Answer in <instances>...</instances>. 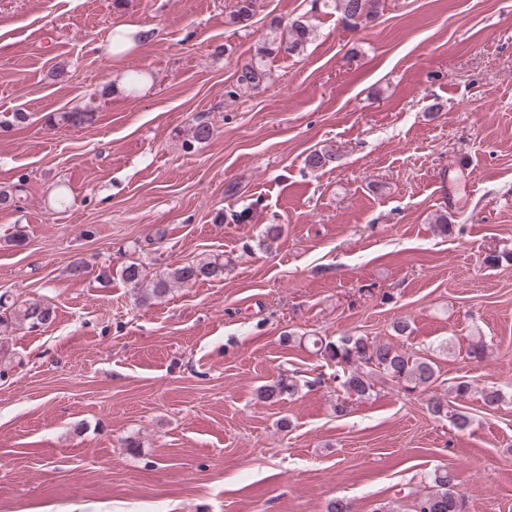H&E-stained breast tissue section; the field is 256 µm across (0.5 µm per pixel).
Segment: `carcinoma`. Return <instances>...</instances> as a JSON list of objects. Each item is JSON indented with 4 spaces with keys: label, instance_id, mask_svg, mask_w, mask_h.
Instances as JSON below:
<instances>
[{
    "label": "carcinoma",
    "instance_id": "cac0c4a2",
    "mask_svg": "<svg viewBox=\"0 0 512 512\" xmlns=\"http://www.w3.org/2000/svg\"><path fill=\"white\" fill-rule=\"evenodd\" d=\"M256 0H236L229 13L232 24L247 26L251 20ZM383 0H311V10L321 8L340 15L344 24L358 28L374 22L380 14ZM273 35L268 37L256 50L254 59L240 65L236 71L235 84L226 92L234 98L242 91L258 88L271 79L266 68L265 58L283 53L298 56L315 37V28L306 15L298 16L283 24L276 21L272 25ZM95 115L89 111L62 112L53 117L55 123L80 127L94 121ZM339 155L334 149L315 150L307 155L305 163L314 171L334 168ZM224 276V262L217 258L197 263L169 268L144 285L145 274L141 264L131 262L121 270V278L142 291L143 302L161 299L171 288L185 286L199 278H221ZM54 310L50 305L38 299L16 301L0 295V327L8 328L12 324H25L30 329L40 328L53 320ZM314 347L323 358L336 364L341 372L334 380L342 388L344 395L337 396L336 415H344L349 408L348 399H364L374 391L373 375L385 374L400 384L407 392L431 386L436 380L437 364L425 357L415 356L400 350L390 342H377L366 336L344 334L334 341L319 338L313 341ZM298 388L297 380L290 376H281L271 384L259 390V397L265 400L278 399L292 395ZM430 414L440 417L450 416L453 427L459 432L470 429L472 419L463 411L448 414V405L436 398L428 403ZM468 508L465 495L457 489L453 472L436 470L430 476L429 486L424 492H418L413 499L410 512H466Z\"/></svg>",
    "mask_w": 512,
    "mask_h": 512
}]
</instances>
